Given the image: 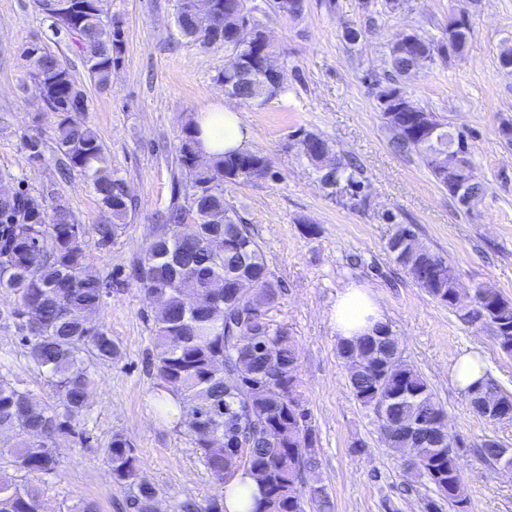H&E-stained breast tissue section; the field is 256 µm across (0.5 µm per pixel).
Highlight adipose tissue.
I'll return each instance as SVG.
<instances>
[{
  "mask_svg": "<svg viewBox=\"0 0 512 512\" xmlns=\"http://www.w3.org/2000/svg\"><path fill=\"white\" fill-rule=\"evenodd\" d=\"M195 122L200 130V148L205 157L214 158L227 150H242L249 145V134L240 117L229 109L199 113ZM331 323L338 340H353L371 334L384 323L378 295L365 286L352 284L336 297Z\"/></svg>",
  "mask_w": 512,
  "mask_h": 512,
  "instance_id": "ef3b65f1",
  "label": "adipose tissue"
}]
</instances>
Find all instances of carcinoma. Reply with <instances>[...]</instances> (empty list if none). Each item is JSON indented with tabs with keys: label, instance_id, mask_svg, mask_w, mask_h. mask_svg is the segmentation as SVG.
I'll return each instance as SVG.
<instances>
[{
	"label": "carcinoma",
	"instance_id": "obj_1",
	"mask_svg": "<svg viewBox=\"0 0 512 512\" xmlns=\"http://www.w3.org/2000/svg\"><path fill=\"white\" fill-rule=\"evenodd\" d=\"M79 30V44L90 77L101 86L108 84L112 68L119 62L122 40L119 28L107 25L91 12L92 0H69ZM248 0H212L215 31L212 42L224 45L228 61L236 54L234 36L224 28L225 16L247 8ZM415 42L404 54L388 53L385 82H376V97L402 91L403 80L417 66L418 55L435 60L440 45L425 33H414ZM31 76L44 87L42 111L55 119V165L66 175L76 171L93 189L102 210L113 224L94 227L97 243L107 247L120 230L129 212L128 194L122 179L106 166L104 148L96 132L83 120L88 110L84 86L76 82L67 67L36 45L28 47ZM285 89L284 80L274 86L244 84L240 98L246 103H263ZM382 119L391 132L393 148L416 154L426 164L433 179L448 186V170L439 161L448 157L455 145L469 147L464 135L440 131L436 137L422 130L418 115L427 112L397 110L395 102L380 105ZM197 130L183 128L177 157L179 168L192 162L189 144ZM303 156L314 166L321 164V150L327 140L312 131L301 136ZM264 155L249 149L229 152L197 171L187 193V202L174 198L161 230L155 232L144 255L128 279L155 304L153 341L154 369L158 385L170 392L162 398V413L173 417L171 406L181 408L193 402L223 414V425L232 431L228 438L204 439L199 427L210 418L186 425L207 471L216 480L232 478L239 471L253 476L261 488V498L250 512H305V504L315 502L320 512H330V500L322 486L302 480V473L316 468V439L308 414L298 394V352L288 327L271 323L266 311L247 312L249 303L271 306L279 291L266 283L274 280L265 255L249 225L224 197V178L232 179L242 170L266 178ZM355 163L340 161L324 174V182L338 192L360 184ZM409 224H397L388 239L395 261L416 285L434 300L454 308L455 290L460 281L455 269L428 248L418 253L396 250ZM86 226L70 208L59 202L49 208L27 190L0 194V289L17 297L9 314L19 329L25 356L46 375L53 392L50 401L39 402L28 391L0 373V435L13 440L0 446V462L15 472L50 474L60 460L53 440L68 435L84 444L90 439L86 425L75 416L87 408L91 370L119 355L118 346L100 326L91 327L74 317L77 312L99 311L111 292L113 280L102 278L85 265ZM224 240V251L216 254L210 243ZM255 281L252 301L240 298L236 290L224 287L219 301L222 315L213 319L207 307L191 312L190 296L206 290L213 281L227 278ZM481 308L463 318L469 324L493 328L500 350L512 355V300L496 287L482 286ZM376 334L352 342L340 341L337 354L363 351L376 345ZM351 391L366 408H383V413L405 423L420 421L419 434L396 431L387 439L388 447L405 455L414 449L416 473L433 485L451 512H469L470 498L462 482L455 440L449 431L429 426L447 417L436 401L424 376L399 356L390 368L345 364ZM280 428L281 445L268 446L264 429ZM250 448L244 459L238 448ZM114 482L126 491V508L133 512H155L153 503L159 490L142 477V461L131 440L115 433L103 449ZM42 496L32 486H19L0 469V512H44ZM179 512H224V495L210 498L201 507L192 500L178 504Z\"/></svg>",
	"mask_w": 512,
	"mask_h": 512
}]
</instances>
